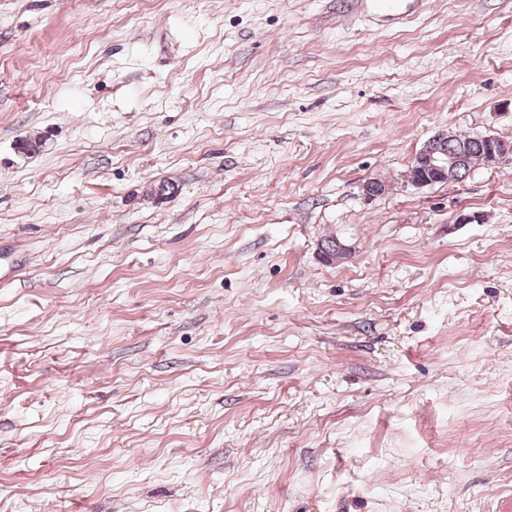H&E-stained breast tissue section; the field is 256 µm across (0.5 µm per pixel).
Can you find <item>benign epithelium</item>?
I'll use <instances>...</instances> for the list:
<instances>
[{
    "mask_svg": "<svg viewBox=\"0 0 512 512\" xmlns=\"http://www.w3.org/2000/svg\"><path fill=\"white\" fill-rule=\"evenodd\" d=\"M478 138L487 145V151L477 160L466 163L462 159L448 154L441 148V142L448 140V134L439 133L430 138L415 157V162L421 164L425 174L418 176L414 169H409L406 175L407 184L421 188L450 179L456 175L457 169L464 166L475 169L481 165H489L504 153L512 150V146L489 134H480Z\"/></svg>",
    "mask_w": 512,
    "mask_h": 512,
    "instance_id": "obj_1",
    "label": "benign epithelium"
}]
</instances>
